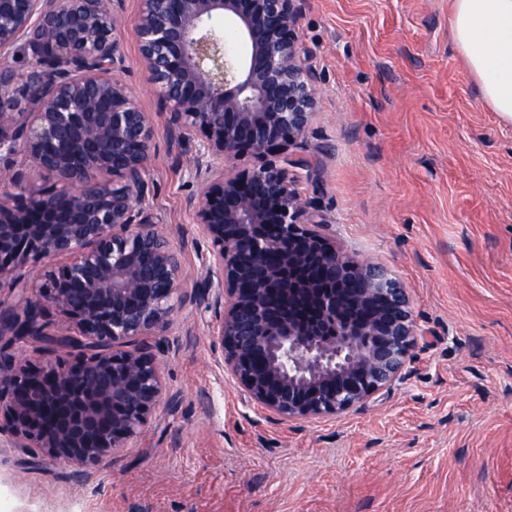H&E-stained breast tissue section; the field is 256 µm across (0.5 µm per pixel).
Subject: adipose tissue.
<instances>
[{"label": "adipose tissue", "mask_w": 512, "mask_h": 512, "mask_svg": "<svg viewBox=\"0 0 512 512\" xmlns=\"http://www.w3.org/2000/svg\"><path fill=\"white\" fill-rule=\"evenodd\" d=\"M453 38L483 101L512 121V0H453Z\"/></svg>", "instance_id": "ef3b65f1"}]
</instances>
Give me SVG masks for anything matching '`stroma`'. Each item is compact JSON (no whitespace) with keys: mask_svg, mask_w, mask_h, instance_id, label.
Instances as JSON below:
<instances>
[{"mask_svg":"<svg viewBox=\"0 0 512 512\" xmlns=\"http://www.w3.org/2000/svg\"><path fill=\"white\" fill-rule=\"evenodd\" d=\"M124 0L125 80L153 115L146 177L188 279L206 274L192 156L171 144ZM453 0H301L319 92L299 190L337 247L386 266L422 335L407 373L359 413L281 423L212 354L191 304L152 340L175 412L76 479L0 436L7 512H512V122L482 100Z\"/></svg>","mask_w":512,"mask_h":512,"instance_id":"obj_1","label":"stroma"}]
</instances>
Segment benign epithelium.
<instances>
[{
  "instance_id": "benign-epithelium-1",
  "label": "benign epithelium",
  "mask_w": 512,
  "mask_h": 512,
  "mask_svg": "<svg viewBox=\"0 0 512 512\" xmlns=\"http://www.w3.org/2000/svg\"><path fill=\"white\" fill-rule=\"evenodd\" d=\"M301 0H139L140 65L171 141L193 153L196 224L212 250L186 284L146 172L151 114L125 69L114 0H0V433L77 474L175 410L148 340L186 302L213 312L217 361L281 423L358 412L401 379L422 335L403 284L323 233L291 169L317 90L299 59ZM204 139L196 140L197 134ZM249 153L259 161L239 168ZM57 179L33 188L17 158ZM57 312L73 333L51 334ZM5 355H16L25 358L32 367L40 365L44 358L50 354L44 345L20 343L3 349Z\"/></svg>"
}]
</instances>
